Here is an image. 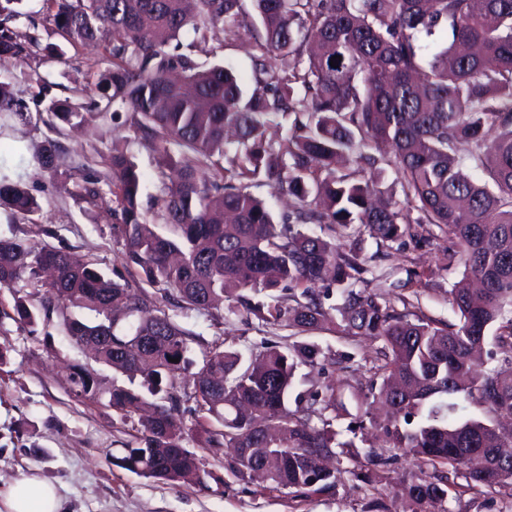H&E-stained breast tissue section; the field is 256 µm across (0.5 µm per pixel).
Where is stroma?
<instances>
[{
	"label": "stroma",
	"instance_id": "obj_1",
	"mask_svg": "<svg viewBox=\"0 0 512 512\" xmlns=\"http://www.w3.org/2000/svg\"><path fill=\"white\" fill-rule=\"evenodd\" d=\"M252 44L243 29L229 35L209 36L198 56L205 64L233 63L245 83H252ZM102 49L66 47L57 60L37 51L26 62L0 63V82L9 83L27 107L26 119L0 122V179L22 181L40 201L39 215L14 216L0 209V238L25 243L46 242L72 255L94 260L117 281L138 282L136 269L124 261L125 241L115 224L121 215L111 199L88 202L74 196L78 164L101 176L111 174L113 148L132 154L142 175L140 203L152 210L157 195V156L140 145L124 119L109 120L85 103V90L96 80ZM85 104L86 123L53 132V118L45 113L44 96ZM61 146L56 175H49L37 158L48 138ZM356 248L370 268V289L400 313L417 315L441 324L458 316L448 292L463 277L461 263H449L453 242L431 224L410 225L398 241L383 242L362 232ZM13 292L0 288V487L39 468L62 497L65 512H365L370 501L383 512H420L407 492L408 485L424 479L420 462L391 448L380 433L364 426L348 432L350 422L364 414L365 394L377 379L383 343L354 335L341 323L301 336L289 329L264 325L257 319L229 314L226 308L210 311L171 309L170 314L198 336L248 351L261 341L295 344L315 342L328 348L327 361L299 366V389H321L335 383L342 408L334 427L348 449L337 454L336 465L345 474L335 492L275 489L269 483L235 474L233 458L223 448L203 449L194 430L195 418L184 414V446L196 453L203 481L165 482L146 478L114 465L132 440L137 420H121L107 405L112 386L126 384L124 375L99 362L88 361L83 349L58 332H29L10 317ZM70 362L89 363L97 374L100 394L91 401L70 392L62 368ZM389 457L386 467L373 466V454ZM448 512H512V486L470 487L462 473H449Z\"/></svg>",
	"mask_w": 512,
	"mask_h": 512
}]
</instances>
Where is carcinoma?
<instances>
[{
    "instance_id": "obj_1",
    "label": "carcinoma",
    "mask_w": 512,
    "mask_h": 512,
    "mask_svg": "<svg viewBox=\"0 0 512 512\" xmlns=\"http://www.w3.org/2000/svg\"><path fill=\"white\" fill-rule=\"evenodd\" d=\"M23 0H0V63L22 62L41 46L16 31ZM52 33L68 44L100 43L105 67L90 101L100 115L120 114L135 139L159 156L157 209L140 206V174L133 159L112 148V179L82 176L80 196L110 193L121 212L127 264L144 288L120 283L97 263H82L50 244L0 239V288L25 282L33 293L14 295L13 320L34 327L69 319L97 345L94 358L142 378L162 395L158 421L140 422L134 446L115 465L168 482L200 479L198 458L183 447L177 384L193 365L196 336L165 306L208 311L227 304L265 324L297 334L338 313L346 329L384 344L381 383L366 396L394 406L381 426L394 447L417 457L428 479L409 487L422 504L448 496L443 473L461 471L476 485H512V430L477 418H455L460 402H474L507 420L512 379L480 372L473 352L495 323L506 332L495 347L512 363V0H46ZM244 27L259 54L252 57L257 87L247 91L230 64L200 67L197 41ZM335 66H330V62ZM82 106L52 101L57 120L74 126ZM0 112L24 117L25 106L0 82ZM292 118L285 136L266 132ZM471 147L481 169L476 183L459 169L457 147ZM194 155L195 165L171 178V147ZM58 141L47 140L38 162L55 170ZM393 165L404 199L373 202L383 179L379 163ZM370 172V178L364 173ZM262 183L297 206L274 217L249 192ZM0 209L23 216L40 212L21 183L0 182ZM433 224L455 240L448 260L482 282L450 291L455 325L409 319L368 291L367 269L346 244L361 228L395 242L411 223ZM161 224L166 232L148 228ZM303 224H326L336 242ZM57 278L40 284L42 268ZM340 286V303L319 285ZM44 291H39V288ZM199 368L224 377L218 389L201 388L192 373L195 428L203 448H257L237 455L242 476L260 473L277 488L328 492L336 474L315 470V458L350 448L336 443L334 400L317 391L294 393L298 364L327 358L317 343H263L249 356L221 344L202 347ZM296 407H291L290 403ZM143 395L112 386L109 407L128 419ZM282 410L288 441L275 444L260 428L269 409ZM319 423H313V418Z\"/></svg>"
}]
</instances>
